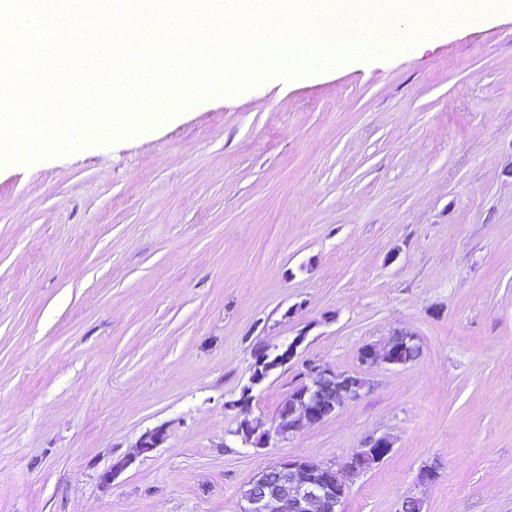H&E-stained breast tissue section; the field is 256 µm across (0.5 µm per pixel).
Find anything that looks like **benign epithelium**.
Returning a JSON list of instances; mask_svg holds the SVG:
<instances>
[{
  "mask_svg": "<svg viewBox=\"0 0 512 512\" xmlns=\"http://www.w3.org/2000/svg\"><path fill=\"white\" fill-rule=\"evenodd\" d=\"M392 337L398 339V343L390 341L380 351L374 345L360 350L361 362L402 364L399 353L415 338L401 330L395 331ZM298 343L299 340H294L281 353L261 349L255 355L265 359L273 357L281 366L292 357ZM364 388L365 382L349 373L336 372L326 365L311 368L309 383L289 399L291 405L282 406L274 424L265 428L266 443H276L290 432L327 420L345 401L359 399ZM164 439L163 428L149 429L139 438L138 448L142 452L149 451ZM376 448L384 449L377 456L382 460L390 453L391 444L385 437H371L339 464H322L303 457L279 462L249 481V489L242 496L241 512H343L349 481L361 473L365 460L374 455ZM131 464L130 458L114 463L100 475L101 483L111 484Z\"/></svg>",
  "mask_w": 512,
  "mask_h": 512,
  "instance_id": "obj_1",
  "label": "benign epithelium"
}]
</instances>
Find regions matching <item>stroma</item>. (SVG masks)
<instances>
[{
  "mask_svg": "<svg viewBox=\"0 0 512 512\" xmlns=\"http://www.w3.org/2000/svg\"><path fill=\"white\" fill-rule=\"evenodd\" d=\"M398 329L416 361L360 364ZM297 336L252 416L313 365L364 394L241 445L256 348ZM372 434L344 512H512L511 13L0 168V512H241L266 467Z\"/></svg>",
  "mask_w": 512,
  "mask_h": 512,
  "instance_id": "obj_1",
  "label": "stroma"
}]
</instances>
